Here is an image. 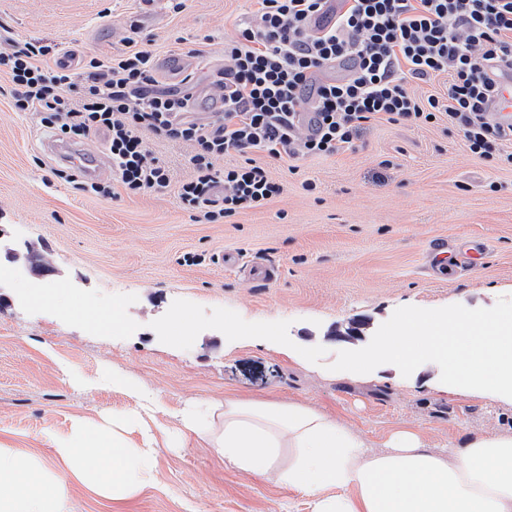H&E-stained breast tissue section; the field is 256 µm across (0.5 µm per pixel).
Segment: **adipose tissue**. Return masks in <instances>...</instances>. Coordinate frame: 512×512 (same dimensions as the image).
<instances>
[{"mask_svg": "<svg viewBox=\"0 0 512 512\" xmlns=\"http://www.w3.org/2000/svg\"><path fill=\"white\" fill-rule=\"evenodd\" d=\"M68 381L86 391L112 388L139 408L73 416L66 434L48 435L46 459L0 438V512H63L76 485L102 501L123 502L155 482L156 437L146 419L167 413L166 404L106 370L93 381ZM177 431L214 448L228 466L310 498L313 512H512V435H474L438 453L400 427L374 451L304 405L231 398L187 408ZM137 433L142 443L134 442Z\"/></svg>", "mask_w": 512, "mask_h": 512, "instance_id": "1", "label": "adipose tissue"}]
</instances>
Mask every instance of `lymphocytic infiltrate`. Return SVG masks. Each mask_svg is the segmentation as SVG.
<instances>
[{
	"label": "lymphocytic infiltrate",
	"instance_id": "f902f5d3",
	"mask_svg": "<svg viewBox=\"0 0 512 512\" xmlns=\"http://www.w3.org/2000/svg\"><path fill=\"white\" fill-rule=\"evenodd\" d=\"M259 8L224 39L222 111L205 120L189 114L187 92L157 89L150 51L88 55L80 69L60 61L56 43L6 39L0 74L12 106L33 112L62 141L106 134L114 183L86 181L102 198L121 185L132 195L169 187L165 163L142 134L187 142L193 175L177 197L207 222L226 221L283 194L264 158H318L353 146L384 121L425 128L447 125L474 156L512 169V126L488 116L502 90L492 73L512 67V0H341L331 23L314 28L327 0H258ZM347 66L346 77L318 80ZM447 78L444 92L419 96V84ZM315 115L314 127L299 120ZM235 154L236 164L217 167Z\"/></svg>",
	"mask_w": 512,
	"mask_h": 512
}]
</instances>
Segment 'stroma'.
I'll return each mask as SVG.
<instances>
[{"label":"stroma","mask_w":512,"mask_h":512,"mask_svg":"<svg viewBox=\"0 0 512 512\" xmlns=\"http://www.w3.org/2000/svg\"><path fill=\"white\" fill-rule=\"evenodd\" d=\"M256 0H189L172 16L164 0H0V23L18 40L45 39L70 55H118L129 40L150 49L158 86L176 89L169 57L203 43L193 84L216 93L224 35ZM108 17H101V10ZM49 130L0 96V248L50 259L54 272L0 282V434L49 456L46 433L67 432L81 413H121L133 400L71 386L63 367L92 378L101 368L159 397L173 415L204 401L295 402L326 413L382 448L407 427L428 448L472 435L511 434L512 404L444 393L432 365L409 377L329 366L350 344L334 338L355 322L366 336L402 306L489 308L512 297V171L473 156L440 128L377 124L356 149L301 159L297 174L268 162L284 193L220 224L193 221L177 199L193 173V149L147 136L166 160L168 188L101 198L54 176L43 150ZM317 189L307 192L303 180ZM445 239L458 254L486 244L466 270L429 267ZM86 300L101 316L120 307L126 324L63 317L55 296ZM191 332L173 339L179 313ZM323 337L312 356L288 357ZM158 482L135 499L107 504L73 490L65 512H312L308 498L224 466L195 437L157 450Z\"/></svg>","instance_id":"obj_1"}]
</instances>
